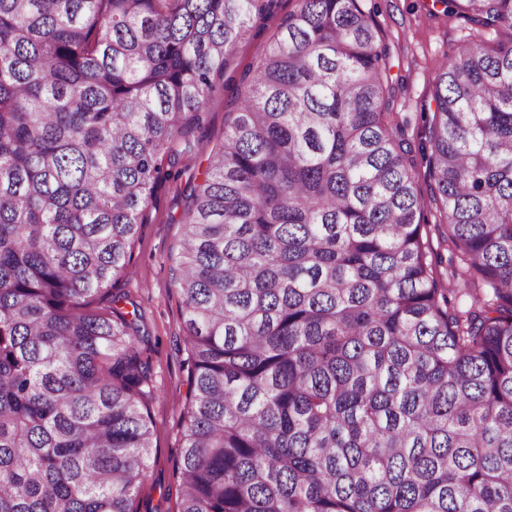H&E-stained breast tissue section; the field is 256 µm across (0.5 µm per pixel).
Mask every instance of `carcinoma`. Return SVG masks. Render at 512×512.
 <instances>
[{"instance_id":"cac0c4a2","label":"carcinoma","mask_w":512,"mask_h":512,"mask_svg":"<svg viewBox=\"0 0 512 512\" xmlns=\"http://www.w3.org/2000/svg\"><path fill=\"white\" fill-rule=\"evenodd\" d=\"M418 173L362 0H297L187 186L178 512H512V0H435ZM274 0H0V512H134L156 388L115 288ZM168 167H163V163Z\"/></svg>"}]
</instances>
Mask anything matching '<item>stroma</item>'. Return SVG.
<instances>
[{
  "mask_svg": "<svg viewBox=\"0 0 512 512\" xmlns=\"http://www.w3.org/2000/svg\"><path fill=\"white\" fill-rule=\"evenodd\" d=\"M381 29L389 53V76L394 87L389 109L404 124L406 140L419 148L426 140L425 117L435 78L442 62L471 40L474 29L464 18L446 16L432 0H362ZM297 6L296 0H277L275 8L258 21L231 50L217 89L205 108V123L197 132L200 148L181 157L180 178L161 182L147 221L140 225L125 277L119 283L138 307V324L146 340L139 348L151 368L156 396L148 407L154 449L147 474L133 500L135 512H177L175 466L181 446L182 416L187 372L181 297L173 284V258L180 239L179 221L187 206V182L201 179L212 151L224 141L232 111L244 91L241 77L256 61L281 20ZM418 188L427 234L433 252L447 274L449 247L445 229L433 202L425 161H418Z\"/></svg>",
  "mask_w": 512,
  "mask_h": 512,
  "instance_id": "obj_1",
  "label": "stroma"
}]
</instances>
